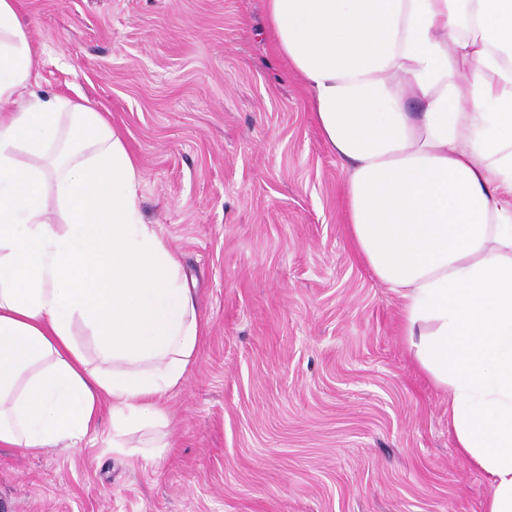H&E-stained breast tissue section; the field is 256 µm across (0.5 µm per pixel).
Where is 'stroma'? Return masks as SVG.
<instances>
[{"instance_id": "obj_1", "label": "stroma", "mask_w": 512, "mask_h": 512, "mask_svg": "<svg viewBox=\"0 0 512 512\" xmlns=\"http://www.w3.org/2000/svg\"><path fill=\"white\" fill-rule=\"evenodd\" d=\"M34 90L84 96L137 159L146 223L207 334L165 402L170 446H0V512H484L448 396L349 234L347 171L265 0H18Z\"/></svg>"}]
</instances>
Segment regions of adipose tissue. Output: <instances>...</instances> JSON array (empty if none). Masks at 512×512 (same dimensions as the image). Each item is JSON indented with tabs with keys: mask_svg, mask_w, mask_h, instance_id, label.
<instances>
[{
	"mask_svg": "<svg viewBox=\"0 0 512 512\" xmlns=\"http://www.w3.org/2000/svg\"><path fill=\"white\" fill-rule=\"evenodd\" d=\"M265 6L347 167L353 242L448 393L485 512H512V0ZM31 54L0 0V445L75 447L107 400L113 447L149 428L134 449L153 458L207 323L143 219L123 132L86 98L32 91Z\"/></svg>",
	"mask_w": 512,
	"mask_h": 512,
	"instance_id": "obj_1",
	"label": "adipose tissue"
}]
</instances>
